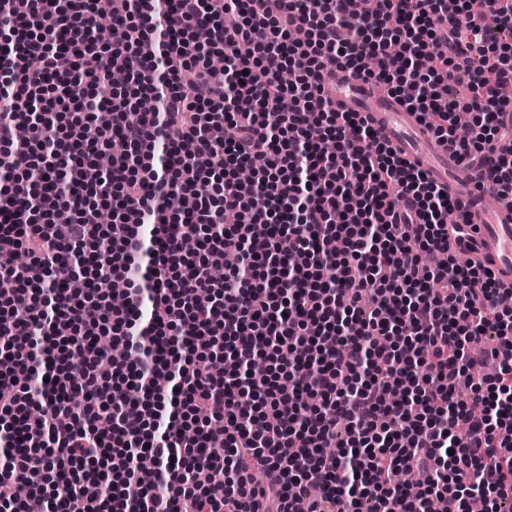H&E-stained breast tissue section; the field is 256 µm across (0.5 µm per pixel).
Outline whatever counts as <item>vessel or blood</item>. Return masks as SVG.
<instances>
[{"mask_svg":"<svg viewBox=\"0 0 512 512\" xmlns=\"http://www.w3.org/2000/svg\"><path fill=\"white\" fill-rule=\"evenodd\" d=\"M342 79L345 89L334 98L337 109L362 113L402 159L447 187L449 197L467 212L473 227L468 234H449L451 247L462 258L489 268L502 286H512V198L499 196L494 183L482 178L480 163L469 168L465 182H458L453 175V152L426 131L417 114L398 98L377 97L371 82L347 72Z\"/></svg>","mask_w":512,"mask_h":512,"instance_id":"vessel-or-blood-1","label":"vessel or blood"}]
</instances>
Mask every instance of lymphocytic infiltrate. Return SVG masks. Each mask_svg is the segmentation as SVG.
I'll return each mask as SVG.
<instances>
[{
	"mask_svg": "<svg viewBox=\"0 0 512 512\" xmlns=\"http://www.w3.org/2000/svg\"><path fill=\"white\" fill-rule=\"evenodd\" d=\"M489 23L511 30L512 0H0V170L15 175L0 191V512H469L475 497L502 512L512 287L458 260L447 189L328 90L340 67L388 86L512 197V47L484 42ZM116 69L154 110H128ZM463 84L464 132L448 109ZM46 94L73 104L67 126L26 111ZM224 123L236 136L219 144ZM115 138L126 152L102 159ZM171 194L181 209L161 205ZM106 279L128 284L123 308L101 299ZM221 356L235 369L216 378ZM480 368L491 394L471 406ZM21 471L42 475L23 498Z\"/></svg>",
	"mask_w": 512,
	"mask_h": 512,
	"instance_id": "f902f5d3",
	"label": "lymphocytic infiltrate"
}]
</instances>
